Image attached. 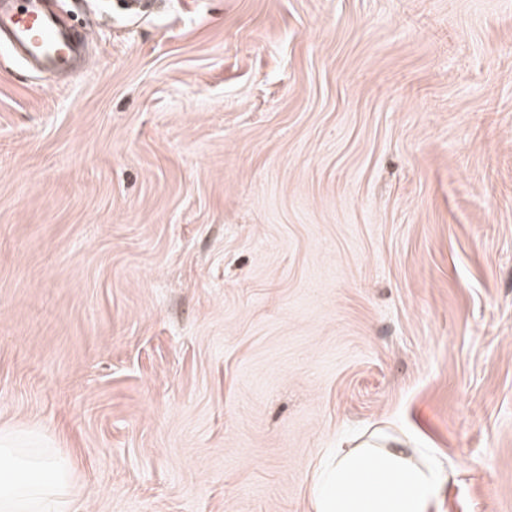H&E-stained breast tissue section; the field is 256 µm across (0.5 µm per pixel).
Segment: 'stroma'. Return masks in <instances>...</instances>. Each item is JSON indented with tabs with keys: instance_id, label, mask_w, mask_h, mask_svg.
I'll return each instance as SVG.
<instances>
[{
	"instance_id": "35a3bbf8",
	"label": "stroma",
	"mask_w": 512,
	"mask_h": 512,
	"mask_svg": "<svg viewBox=\"0 0 512 512\" xmlns=\"http://www.w3.org/2000/svg\"><path fill=\"white\" fill-rule=\"evenodd\" d=\"M151 2L0 44V429L72 512H314L391 438L512 512V0ZM11 9L2 12L0 31L6 25L9 47L30 68L64 69L79 55L81 39L63 27L45 8L46 0H8Z\"/></svg>"
}]
</instances>
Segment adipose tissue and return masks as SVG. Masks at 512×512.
<instances>
[{"instance_id":"1","label":"adipose tissue","mask_w":512,"mask_h":512,"mask_svg":"<svg viewBox=\"0 0 512 512\" xmlns=\"http://www.w3.org/2000/svg\"><path fill=\"white\" fill-rule=\"evenodd\" d=\"M24 437L0 434V512H69L73 465ZM431 460L399 445H360L331 455L312 485L314 512H428L437 482Z\"/></svg>"}]
</instances>
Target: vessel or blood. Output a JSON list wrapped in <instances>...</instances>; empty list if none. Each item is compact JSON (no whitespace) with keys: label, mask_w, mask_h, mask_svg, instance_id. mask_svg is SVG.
Listing matches in <instances>:
<instances>
[{"label":"vessel or blood","mask_w":512,"mask_h":512,"mask_svg":"<svg viewBox=\"0 0 512 512\" xmlns=\"http://www.w3.org/2000/svg\"><path fill=\"white\" fill-rule=\"evenodd\" d=\"M10 10L0 15L7 27L11 50L30 68L62 69L76 59L81 40L63 27L45 7L46 0H9Z\"/></svg>","instance_id":"vessel-or-blood-1"}]
</instances>
